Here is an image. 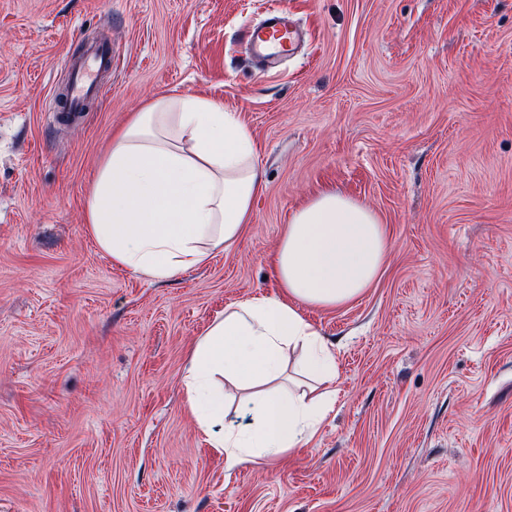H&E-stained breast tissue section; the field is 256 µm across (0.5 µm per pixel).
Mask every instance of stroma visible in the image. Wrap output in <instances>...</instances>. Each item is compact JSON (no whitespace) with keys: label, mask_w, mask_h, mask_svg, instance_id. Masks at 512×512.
Here are the masks:
<instances>
[{"label":"stroma","mask_w":512,"mask_h":512,"mask_svg":"<svg viewBox=\"0 0 512 512\" xmlns=\"http://www.w3.org/2000/svg\"><path fill=\"white\" fill-rule=\"evenodd\" d=\"M267 0H0V512H512V0H278L299 51L241 40ZM112 40V89L49 111ZM222 103L266 188L243 237L156 281L115 265L88 191L133 112ZM373 208L387 266L303 316L336 347L316 436L228 466L186 401L228 303L277 294L291 210Z\"/></svg>","instance_id":"obj_1"}]
</instances>
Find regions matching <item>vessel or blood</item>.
<instances>
[{
	"mask_svg": "<svg viewBox=\"0 0 512 512\" xmlns=\"http://www.w3.org/2000/svg\"><path fill=\"white\" fill-rule=\"evenodd\" d=\"M243 39L258 56L273 64L292 54L298 33L285 14L273 11L262 23L247 26ZM68 70L67 110L71 113L84 111L91 99L103 96L112 87L111 43L91 44L85 56L69 61Z\"/></svg>",
	"mask_w": 512,
	"mask_h": 512,
	"instance_id": "1",
	"label": "vessel or blood"
}]
</instances>
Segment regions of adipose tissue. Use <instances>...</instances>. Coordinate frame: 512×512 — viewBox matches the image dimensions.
<instances>
[{"instance_id":"obj_1","label":"adipose tissue","mask_w":512,"mask_h":512,"mask_svg":"<svg viewBox=\"0 0 512 512\" xmlns=\"http://www.w3.org/2000/svg\"><path fill=\"white\" fill-rule=\"evenodd\" d=\"M265 188L252 136L235 113L192 95L154 99L113 137L86 223L116 265L155 280L205 265L244 234ZM386 229L364 203L324 189L293 209L272 257L280 292L229 305L183 376L210 445L235 465L309 442L336 400V354L302 315L359 298L383 272ZM310 378L302 385L288 367ZM234 384L228 402L220 380ZM247 414L244 424L229 412Z\"/></svg>"}]
</instances>
